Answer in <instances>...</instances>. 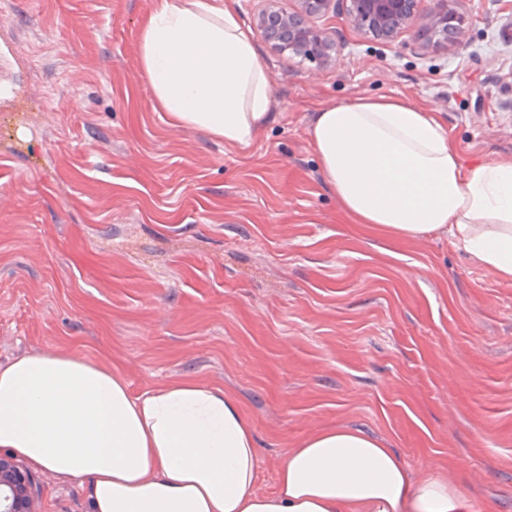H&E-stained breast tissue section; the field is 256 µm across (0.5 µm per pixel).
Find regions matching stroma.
Listing matches in <instances>:
<instances>
[{"label": "stroma", "mask_w": 512, "mask_h": 512, "mask_svg": "<svg viewBox=\"0 0 512 512\" xmlns=\"http://www.w3.org/2000/svg\"><path fill=\"white\" fill-rule=\"evenodd\" d=\"M154 0H21L0 41V364L51 351L117 367L132 394L223 388L252 422L257 489L325 429L363 430L412 479L448 476L473 512H512V283L450 232L387 242L344 218L309 145L317 108L401 95L464 162L512 161V0H467L468 43L367 41L340 62L263 58L273 120L247 146L173 125L139 68ZM42 512H90L85 481L35 469Z\"/></svg>", "instance_id": "stroma-1"}]
</instances>
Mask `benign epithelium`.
I'll list each match as a JSON object with an SVG mask.
<instances>
[{
	"instance_id": "7a95c632",
	"label": "benign epithelium",
	"mask_w": 512,
	"mask_h": 512,
	"mask_svg": "<svg viewBox=\"0 0 512 512\" xmlns=\"http://www.w3.org/2000/svg\"><path fill=\"white\" fill-rule=\"evenodd\" d=\"M253 26L274 52L314 64L316 73L339 63L336 34L318 25L329 15L344 13L367 39L389 44L411 32L422 48L459 49L468 41L466 0H263ZM0 512H41L31 471L8 454H0Z\"/></svg>"
}]
</instances>
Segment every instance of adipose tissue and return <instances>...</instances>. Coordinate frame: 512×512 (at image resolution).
Here are the masks:
<instances>
[{
	"label": "adipose tissue",
	"mask_w": 512,
	"mask_h": 512,
	"mask_svg": "<svg viewBox=\"0 0 512 512\" xmlns=\"http://www.w3.org/2000/svg\"><path fill=\"white\" fill-rule=\"evenodd\" d=\"M139 65L171 123L228 145L257 140L273 92L233 0H155ZM309 143L347 219L391 241L445 229L512 281V164L463 163L434 114L398 95L316 109ZM0 449L63 481L91 512H470L465 491L413 481L398 454L350 428L304 439L272 492L255 486L252 423L223 389L175 380L134 395L119 370L55 352L0 365Z\"/></svg>",
	"instance_id": "obj_1"
}]
</instances>
